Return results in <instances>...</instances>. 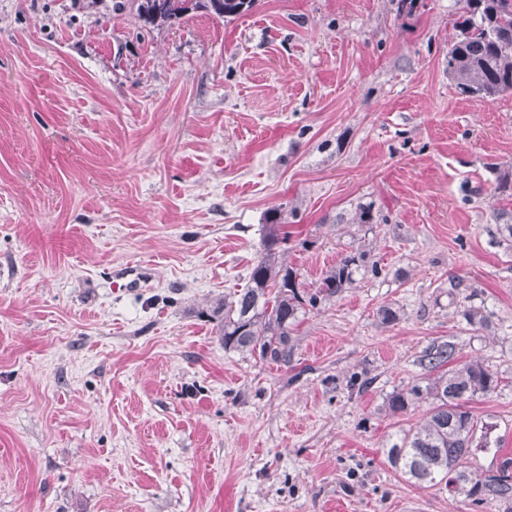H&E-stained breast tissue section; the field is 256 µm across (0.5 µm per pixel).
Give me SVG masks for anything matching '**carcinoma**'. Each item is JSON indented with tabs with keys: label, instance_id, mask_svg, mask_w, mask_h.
<instances>
[{
	"label": "carcinoma",
	"instance_id": "obj_1",
	"mask_svg": "<svg viewBox=\"0 0 512 512\" xmlns=\"http://www.w3.org/2000/svg\"><path fill=\"white\" fill-rule=\"evenodd\" d=\"M467 15L458 23L457 40L448 52V74L460 93L495 97L512 91V0H467ZM255 0H112L111 11L135 12L145 28L172 25L203 9L217 18H234L250 11ZM288 239L281 219L266 225L263 250L248 274L245 287L224 296L213 311L224 349L259 352L275 363H288L298 310L311 307L350 287L363 256L348 254L328 270L315 291L303 297L298 271L282 259L280 243ZM455 358L448 343L429 346L421 363L433 372ZM499 379L483 364L472 361L423 379L409 389L392 392L387 407L403 414L417 403L427 404L422 425L405 431L384 449L390 466L419 486L442 485L450 493L463 491L475 502L512 503V459L494 474L468 470L478 420L468 404L488 395Z\"/></svg>",
	"mask_w": 512,
	"mask_h": 512
}]
</instances>
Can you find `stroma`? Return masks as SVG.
Listing matches in <instances>:
<instances>
[{
    "mask_svg": "<svg viewBox=\"0 0 512 512\" xmlns=\"http://www.w3.org/2000/svg\"><path fill=\"white\" fill-rule=\"evenodd\" d=\"M110 6L0 0V512H503L383 456L448 341L500 378L465 467L512 458V92L449 77L465 0ZM275 214L306 289L383 268L299 311L285 365L210 317ZM255 0H113L111 11H134L145 28L180 23L192 12L203 9L217 18H234L250 11ZM455 358V347L448 343L430 345L421 359V364L433 372L436 369L448 364Z\"/></svg>",
    "mask_w": 512,
    "mask_h": 512,
    "instance_id": "1",
    "label": "stroma"
}]
</instances>
